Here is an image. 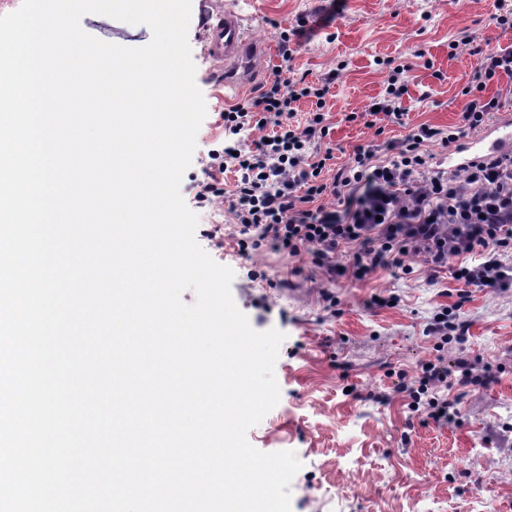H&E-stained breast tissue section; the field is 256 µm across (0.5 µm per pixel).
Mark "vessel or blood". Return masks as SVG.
I'll use <instances>...</instances> for the list:
<instances>
[{"label": "vessel or blood", "mask_w": 512, "mask_h": 512, "mask_svg": "<svg viewBox=\"0 0 512 512\" xmlns=\"http://www.w3.org/2000/svg\"><path fill=\"white\" fill-rule=\"evenodd\" d=\"M205 29L208 56L223 64L225 86H235L239 69L247 68L250 63L252 43L248 28L238 17L218 9L207 14ZM503 152H512L511 115L504 116L484 134L470 140L457 155L449 157L448 162L461 167L470 160Z\"/></svg>", "instance_id": "vessel-or-blood-1"}]
</instances>
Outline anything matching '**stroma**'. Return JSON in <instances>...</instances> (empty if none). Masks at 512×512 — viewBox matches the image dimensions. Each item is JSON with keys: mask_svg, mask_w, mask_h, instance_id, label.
Segmentation results:
<instances>
[{"mask_svg": "<svg viewBox=\"0 0 512 512\" xmlns=\"http://www.w3.org/2000/svg\"><path fill=\"white\" fill-rule=\"evenodd\" d=\"M217 2L244 21L261 58L241 90L226 93L223 68L205 54L202 0H192L188 42L206 116L180 185L187 203L211 150L224 139L220 112L257 98L280 65H289L294 79L335 73L325 107L330 133L321 145L338 149L342 166L351 162L352 146L378 136L347 116L380 98L390 65L412 68L401 103L407 124L387 125L380 135L396 141L419 124L445 129L457 123L459 93L477 67L461 42L464 32L493 48L512 47V28L495 21L497 0H344L332 18L328 0ZM302 20L315 33L282 48L281 33ZM80 26L124 47L152 39L147 25L95 13L83 15ZM227 208L220 199L197 209L195 239L234 271L232 295L251 327L285 335L274 367L280 400L247 438L261 452L290 450L301 461L290 486L292 512H512V288L474 291L460 311L469 327L466 342L439 353L426 327L437 308L456 300L448 273L430 284L426 265L413 257L407 276L379 269L362 281L332 283L310 260L269 248L245 259ZM211 224L224 227L223 249L208 246L203 232ZM327 292L335 295V307L326 306ZM378 296L399 303L381 307L374 303ZM439 356L478 359L500 370L488 386L451 389L462 413L457 425L423 423L398 390L401 377L416 376Z\"/></svg>", "mask_w": 512, "mask_h": 512, "instance_id": "35a3bbf8", "label": "stroma"}]
</instances>
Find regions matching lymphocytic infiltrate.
Listing matches in <instances>:
<instances>
[{
  "label": "lymphocytic infiltrate",
  "mask_w": 512,
  "mask_h": 512,
  "mask_svg": "<svg viewBox=\"0 0 512 512\" xmlns=\"http://www.w3.org/2000/svg\"><path fill=\"white\" fill-rule=\"evenodd\" d=\"M474 80L461 91L458 123L440 130L426 124L412 127L400 142L353 148V162L336 167L333 149L312 151L330 132L326 123L329 79H290L278 68L257 99L229 107L221 115L224 148L214 154L204 179L196 183L197 207L225 197L238 228L240 255L268 247L295 258L310 256L329 278L361 280L380 268L411 274L405 260L423 257L430 273L448 271L459 288L457 303L440 307L426 330L438 346L463 343L467 330L459 320L472 289L512 286V153L486 156L465 166L463 175L439 168L429 152L431 142L445 149L481 130L502 103L486 96L488 85L512 75V48L475 46ZM410 65L390 71L377 110L350 113L349 121L373 128L403 124L400 100L407 92ZM314 102L304 124H295V105ZM267 126V139L244 143L243 132ZM234 169L238 179L225 189L223 173ZM333 205H325L326 197ZM460 384L488 385L490 368H477L461 358L454 365L426 363L409 394L411 409L425 421L457 423V400L443 389L451 376Z\"/></svg>",
  "instance_id": "obj_1"
}]
</instances>
